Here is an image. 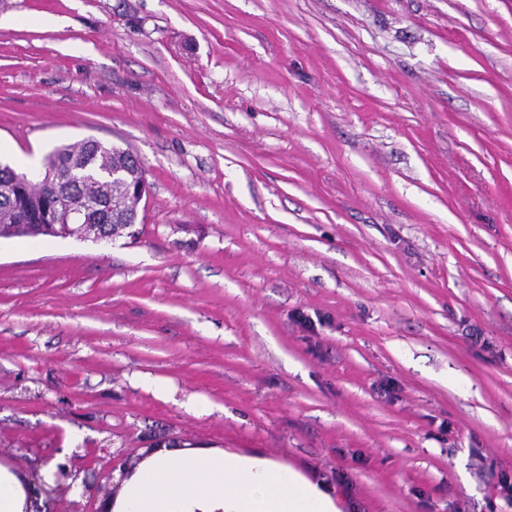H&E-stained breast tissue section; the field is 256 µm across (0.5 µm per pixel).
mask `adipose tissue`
Listing matches in <instances>:
<instances>
[{
	"label": "adipose tissue",
	"mask_w": 512,
	"mask_h": 512,
	"mask_svg": "<svg viewBox=\"0 0 512 512\" xmlns=\"http://www.w3.org/2000/svg\"><path fill=\"white\" fill-rule=\"evenodd\" d=\"M120 482L108 512H340L323 484L258 453L162 447ZM33 494L0 464V512H30Z\"/></svg>",
	"instance_id": "adipose-tissue-1"
}]
</instances>
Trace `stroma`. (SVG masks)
Returning <instances> with one entry per match:
<instances>
[{
  "mask_svg": "<svg viewBox=\"0 0 512 512\" xmlns=\"http://www.w3.org/2000/svg\"><path fill=\"white\" fill-rule=\"evenodd\" d=\"M93 138L137 238L0 241V462L259 452L512 512V0H0V160Z\"/></svg>",
  "mask_w": 512,
  "mask_h": 512,
  "instance_id": "35a3bbf8",
  "label": "stroma"
}]
</instances>
